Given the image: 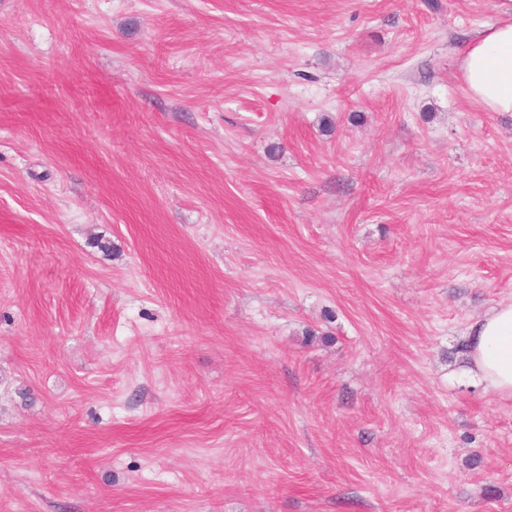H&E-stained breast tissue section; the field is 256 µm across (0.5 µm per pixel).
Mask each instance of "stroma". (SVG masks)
<instances>
[{
    "label": "stroma",
    "mask_w": 512,
    "mask_h": 512,
    "mask_svg": "<svg viewBox=\"0 0 512 512\" xmlns=\"http://www.w3.org/2000/svg\"><path fill=\"white\" fill-rule=\"evenodd\" d=\"M502 0H0V512H512ZM466 92L491 112H512V20L477 32L460 61ZM465 373L494 395L512 397V303L500 304L468 328Z\"/></svg>",
    "instance_id": "35a3bbf8"
}]
</instances>
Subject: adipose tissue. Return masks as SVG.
I'll return each mask as SVG.
<instances>
[{"label": "adipose tissue", "instance_id": "ef3b65f1", "mask_svg": "<svg viewBox=\"0 0 512 512\" xmlns=\"http://www.w3.org/2000/svg\"><path fill=\"white\" fill-rule=\"evenodd\" d=\"M461 77L471 100L512 112V20L477 32L466 44ZM465 372L492 394L512 397V303L475 320L465 337Z\"/></svg>", "mask_w": 512, "mask_h": 512}]
</instances>
